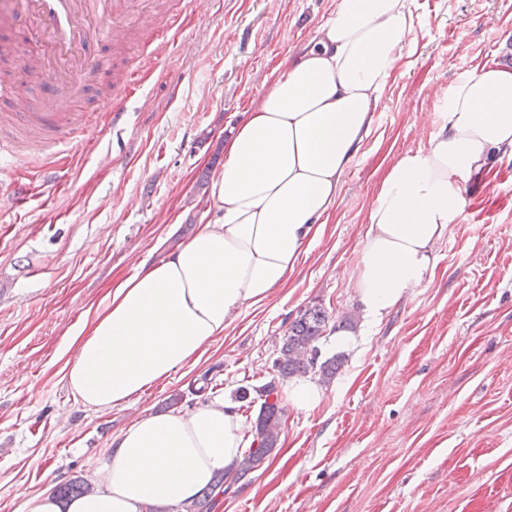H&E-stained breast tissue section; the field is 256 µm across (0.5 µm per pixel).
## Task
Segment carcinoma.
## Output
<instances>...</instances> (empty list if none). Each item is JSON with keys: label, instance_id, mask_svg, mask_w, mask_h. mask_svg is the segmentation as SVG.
<instances>
[{"label": "carcinoma", "instance_id": "obj_1", "mask_svg": "<svg viewBox=\"0 0 512 512\" xmlns=\"http://www.w3.org/2000/svg\"><path fill=\"white\" fill-rule=\"evenodd\" d=\"M330 316L319 305L307 307L299 311L295 320L288 327V336L283 341L279 356L275 361L279 378L292 375L307 374L311 371L319 373L324 382L330 381L344 363L341 355L321 359L320 340L325 337ZM278 395V385L271 380L259 388V396L263 397L255 423V434L258 447L249 452L239 464L235 479L245 477L275 449L280 437L283 408L279 400L269 401ZM226 478L220 474L213 485L203 490L197 501L191 506L190 512H213L219 495L225 493ZM91 486L81 478L72 479L58 487L59 496L69 498L87 493Z\"/></svg>", "mask_w": 512, "mask_h": 512}]
</instances>
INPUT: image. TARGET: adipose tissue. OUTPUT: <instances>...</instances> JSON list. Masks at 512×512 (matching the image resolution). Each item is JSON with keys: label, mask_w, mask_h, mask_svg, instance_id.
I'll return each instance as SVG.
<instances>
[{"label": "adipose tissue", "mask_w": 512, "mask_h": 512, "mask_svg": "<svg viewBox=\"0 0 512 512\" xmlns=\"http://www.w3.org/2000/svg\"><path fill=\"white\" fill-rule=\"evenodd\" d=\"M414 21L403 0H339L312 47L224 139L213 219L159 263L117 282L71 339L61 380L89 412L123 408L195 364L241 313L284 288L322 235L342 176ZM426 148L404 154L369 210L353 289L374 320L423 287L435 245L465 207L462 185L512 154V69L483 68L441 106ZM248 437L235 405L145 415L113 438L91 492L61 501L45 486L21 512H149L185 507L231 473Z\"/></svg>", "instance_id": "1"}]
</instances>
